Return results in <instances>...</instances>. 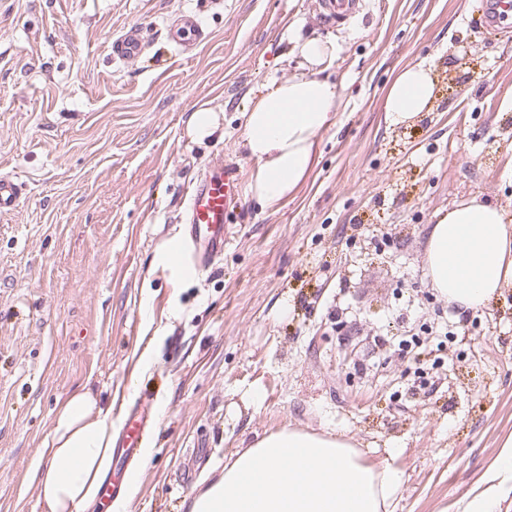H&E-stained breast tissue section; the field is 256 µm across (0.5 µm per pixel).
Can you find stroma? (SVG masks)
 Returning a JSON list of instances; mask_svg holds the SVG:
<instances>
[{"mask_svg": "<svg viewBox=\"0 0 512 512\" xmlns=\"http://www.w3.org/2000/svg\"><path fill=\"white\" fill-rule=\"evenodd\" d=\"M178 11L211 33L191 59L165 38ZM130 23L153 48L124 63ZM299 35L335 45L341 94L310 172L271 209L243 192L223 257L173 277L154 257L189 184L218 160L251 180L243 112L301 73ZM419 62L434 99L391 125V79ZM201 107L219 116L203 141ZM1 171L24 194L0 215V512H43L29 472L85 388L113 428L140 399L155 414L149 455L88 512H186L287 428L397 469L393 512H464L489 487L512 437V284L465 312L424 268L428 226L459 203L512 225V21L488 27L482 0H363L339 24L319 0H0ZM219 126L216 112L209 108H199L191 113L188 120L190 132L198 139H204L215 133Z\"/></svg>", "mask_w": 512, "mask_h": 512, "instance_id": "stroma-1", "label": "stroma"}]
</instances>
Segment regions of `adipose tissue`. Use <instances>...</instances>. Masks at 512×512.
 Instances as JSON below:
<instances>
[{
  "mask_svg": "<svg viewBox=\"0 0 512 512\" xmlns=\"http://www.w3.org/2000/svg\"><path fill=\"white\" fill-rule=\"evenodd\" d=\"M307 73L268 82L245 113L244 145L256 160L250 190L272 208L297 190L312 167L315 137L334 121L338 88L317 68L331 43L299 42ZM430 71L399 70L383 101L391 123L422 112L432 98ZM426 275L449 303L479 309L512 283V227L497 205L470 201L429 229ZM112 410L88 390L61 406L29 479L44 512H86L112 462ZM400 473L367 462L348 442L297 430L261 438L187 501L188 512H392Z\"/></svg>",
  "mask_w": 512,
  "mask_h": 512,
  "instance_id": "obj_1",
  "label": "adipose tissue"
}]
</instances>
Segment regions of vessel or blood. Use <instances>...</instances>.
Returning <instances> with one entry per match:
<instances>
[{"instance_id": "b4317fda", "label": "vessel or blood", "mask_w": 512, "mask_h": 512, "mask_svg": "<svg viewBox=\"0 0 512 512\" xmlns=\"http://www.w3.org/2000/svg\"><path fill=\"white\" fill-rule=\"evenodd\" d=\"M168 35L185 55L192 54L206 38L199 19L191 13L178 16L170 25ZM145 49L142 28L137 24L126 26L112 42L113 55L122 61L136 59ZM240 194V177L234 166L217 161L199 172L187 198L182 237L185 255L197 271H205L223 255L224 245L230 238L228 226ZM21 197L19 180L0 173V214L15 210ZM152 421L148 402H140L130 410L115 442L114 455L118 460L137 455L143 434Z\"/></svg>"}]
</instances>
